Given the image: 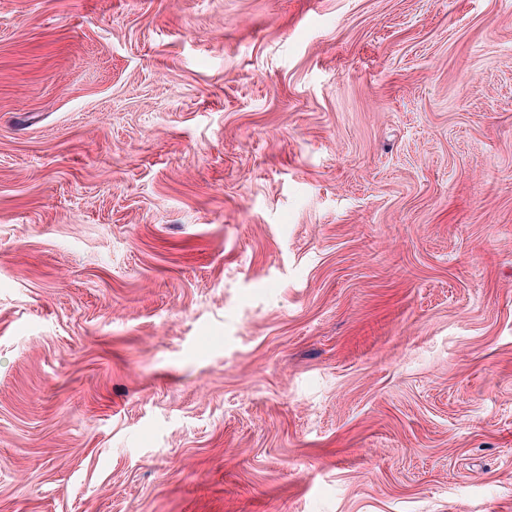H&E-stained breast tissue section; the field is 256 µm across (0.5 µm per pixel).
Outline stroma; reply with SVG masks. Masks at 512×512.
I'll return each mask as SVG.
<instances>
[{
    "label": "stroma",
    "mask_w": 512,
    "mask_h": 512,
    "mask_svg": "<svg viewBox=\"0 0 512 512\" xmlns=\"http://www.w3.org/2000/svg\"><path fill=\"white\" fill-rule=\"evenodd\" d=\"M0 512H512V0H0Z\"/></svg>",
    "instance_id": "stroma-1"
}]
</instances>
